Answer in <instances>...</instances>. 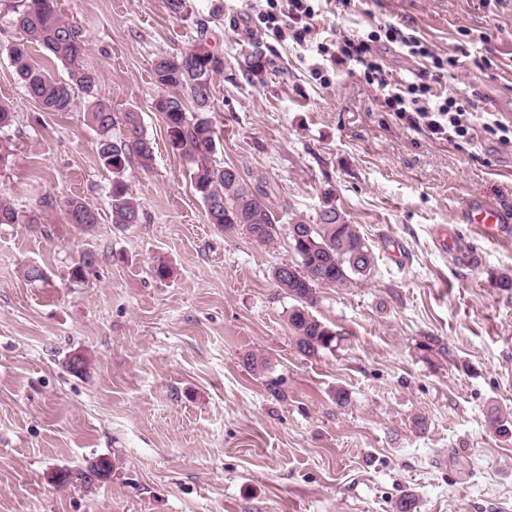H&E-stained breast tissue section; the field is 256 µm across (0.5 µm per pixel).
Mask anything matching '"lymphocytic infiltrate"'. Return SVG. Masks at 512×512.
Here are the masks:
<instances>
[{
  "instance_id": "1",
  "label": "lymphocytic infiltrate",
  "mask_w": 512,
  "mask_h": 512,
  "mask_svg": "<svg viewBox=\"0 0 512 512\" xmlns=\"http://www.w3.org/2000/svg\"><path fill=\"white\" fill-rule=\"evenodd\" d=\"M267 3L266 24L277 37H288L299 43L318 30L320 7L314 0H267ZM382 40L396 45L409 57L431 60L435 75L422 72L411 80H394L373 48L374 43ZM319 51L328 56L337 70L363 75L369 84L375 85L385 111L393 113L397 121L410 129L445 141H469L478 132L495 134L502 130L496 121L477 122L470 104L443 94L440 73L454 65V58L435 55L427 43L398 25H383L381 32L373 31L363 37L342 36L332 44L320 45Z\"/></svg>"
}]
</instances>
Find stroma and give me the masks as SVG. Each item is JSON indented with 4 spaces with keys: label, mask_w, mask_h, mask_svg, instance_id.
<instances>
[{
    "label": "stroma",
    "mask_w": 512,
    "mask_h": 512,
    "mask_svg": "<svg viewBox=\"0 0 512 512\" xmlns=\"http://www.w3.org/2000/svg\"><path fill=\"white\" fill-rule=\"evenodd\" d=\"M57 2L84 31L99 96L141 113L155 160L126 170L143 220L117 230L84 96L61 113L27 95L7 52L16 0H0V100L15 109L0 195L21 210L78 196L105 216L87 234L58 208L0 225V512H396L405 494L416 512H512V435L491 423L512 414V291L497 285L512 274V239L460 225L474 265L433 239L468 201L512 209V142L402 126L314 42L276 39L266 0H188L179 18L166 0ZM322 20L348 37L403 24L459 55L443 89L512 129V0H328ZM202 23L224 55L214 162L264 182L283 218L313 224L335 205L373 249L369 275L317 293L334 349L296 347L292 301L270 277L297 260L287 233L264 247L209 224L153 108L155 59ZM255 50L260 83L238 68ZM85 252L93 269L69 282ZM158 258L171 266L163 281ZM31 265L46 281L26 278ZM73 353L86 375L66 370ZM248 354L268 370L246 368ZM102 458L109 477L88 478Z\"/></svg>",
    "instance_id": "stroma-1"
}]
</instances>
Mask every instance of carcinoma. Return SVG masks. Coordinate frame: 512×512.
Masks as SVG:
<instances>
[{"instance_id": "1", "label": "carcinoma", "mask_w": 512, "mask_h": 512, "mask_svg": "<svg viewBox=\"0 0 512 512\" xmlns=\"http://www.w3.org/2000/svg\"><path fill=\"white\" fill-rule=\"evenodd\" d=\"M13 26L21 35L8 49L12 68L27 94L47 112H69L74 106L75 91L86 95L84 117L95 132V147L103 166L114 178L110 189V222L125 228L142 220L139 200L123 178L126 166L134 163L141 170L153 166L154 146L141 113L128 111L116 116L112 107L97 95L98 77L81 65L87 45L81 27L64 17L56 0H21L13 10ZM208 27L201 23L197 39L175 54L158 57L153 79L161 90L155 99V111L161 115L169 134L173 152L182 156L192 186L199 196L208 223L224 230L241 229L257 244L275 242L279 223L268 200V192L247 181L231 165L217 166L211 156L216 148V131L208 117L211 108V84L224 73V55L208 44ZM39 46L48 59L68 70V79L56 78L47 67L31 56V47ZM250 81H259L265 73L264 56L259 52L244 55L239 62ZM14 118L13 108L0 103V169L12 162L14 143L8 134ZM125 134L116 138V124ZM39 206L65 210L68 223L89 232L100 223V214L77 197L58 200L43 197ZM38 209L19 210L9 199L0 197V224H37ZM292 248L298 263L292 265L289 279L271 271L274 284L295 301L288 322L296 335L298 351L311 356L332 347L337 333L312 313L317 290L343 286L355 276H365L374 266V253L359 228L347 222L344 214L327 204L321 210L319 223L302 219L288 222ZM95 263V257L84 253L70 268L73 282H81Z\"/></svg>"}]
</instances>
